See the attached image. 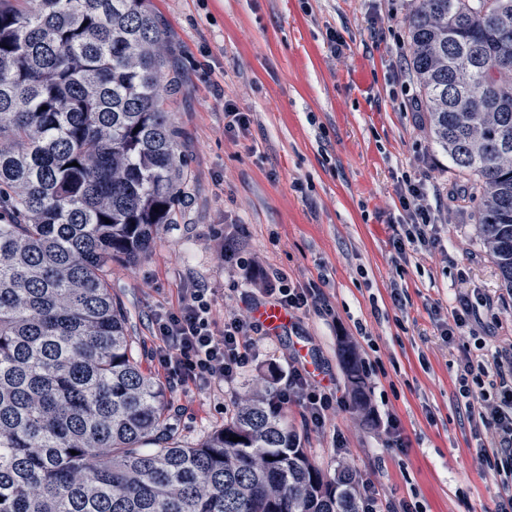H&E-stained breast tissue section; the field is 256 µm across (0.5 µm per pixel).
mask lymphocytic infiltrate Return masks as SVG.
<instances>
[{
    "label": "lymphocytic infiltrate",
    "instance_id": "1",
    "mask_svg": "<svg viewBox=\"0 0 512 512\" xmlns=\"http://www.w3.org/2000/svg\"><path fill=\"white\" fill-rule=\"evenodd\" d=\"M399 199L410 229L406 239L393 243L397 254H404L407 241L422 244L435 242L438 222L428 202L429 188L422 181H405L399 188ZM224 258L244 271L259 301L272 300L300 311L316 304L313 288H301L289 281L277 268L262 266L255 257H241L237 250L225 248ZM211 289L199 285L187 289L177 309L158 314L155 336L158 343L154 357L168 379L191 382L201 389L229 386L247 370L257 355L261 340L260 326L236 315L217 322L213 316ZM489 359L480 354L468 361L466 373L473 384L464 388L465 406L475 424L493 426L498 436L496 447L483 451L485 463L496 471L512 465V372L500 373L495 405L484 402L476 386L482 385ZM337 394L326 390L309 373L291 368L283 388L271 399L276 408L291 405L301 408L310 429L325 430L328 412L341 404Z\"/></svg>",
    "mask_w": 512,
    "mask_h": 512
}]
</instances>
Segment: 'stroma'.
Returning a JSON list of instances; mask_svg holds the SVG:
<instances>
[{
	"instance_id": "1",
	"label": "stroma",
	"mask_w": 512,
	"mask_h": 512,
	"mask_svg": "<svg viewBox=\"0 0 512 512\" xmlns=\"http://www.w3.org/2000/svg\"><path fill=\"white\" fill-rule=\"evenodd\" d=\"M178 87L166 97L179 131L185 193L175 221L160 225L138 262H112L107 280L128 317L134 353L159 385L167 424L182 444L222 427L237 398L266 376L283 386L296 341L320 361L322 378L347 395L345 344L378 364L367 380L371 416L351 406L308 429L299 407L288 422L327 476L338 466L373 481L382 503L417 512H496L512 493L481 448L459 394L470 357L512 353V291L484 249L447 154L430 140L410 71L405 20L414 0H152ZM343 42L332 53L330 35ZM245 113L247 130L224 128L225 109ZM426 177L446 222L436 247L408 246L397 188ZM316 284L327 304L299 313L295 327L266 337L251 371L224 390L172 383L153 355V318L184 289L212 288L218 315L247 314L252 289L219 247ZM401 306H394L392 287ZM483 292L475 334L443 341L440 325L459 296ZM407 442L389 447L388 418ZM344 436L336 448L334 431Z\"/></svg>"
}]
</instances>
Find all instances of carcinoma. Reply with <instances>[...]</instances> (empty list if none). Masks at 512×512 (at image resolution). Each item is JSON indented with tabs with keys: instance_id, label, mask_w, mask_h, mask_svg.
Segmentation results:
<instances>
[{
	"instance_id": "obj_1",
	"label": "carcinoma",
	"mask_w": 512,
	"mask_h": 512,
	"mask_svg": "<svg viewBox=\"0 0 512 512\" xmlns=\"http://www.w3.org/2000/svg\"><path fill=\"white\" fill-rule=\"evenodd\" d=\"M406 34L512 291V0H416ZM165 52L151 0H0V512H362L356 474L322 473L264 381L184 447L133 356L105 271L145 256L182 194Z\"/></svg>"
}]
</instances>
